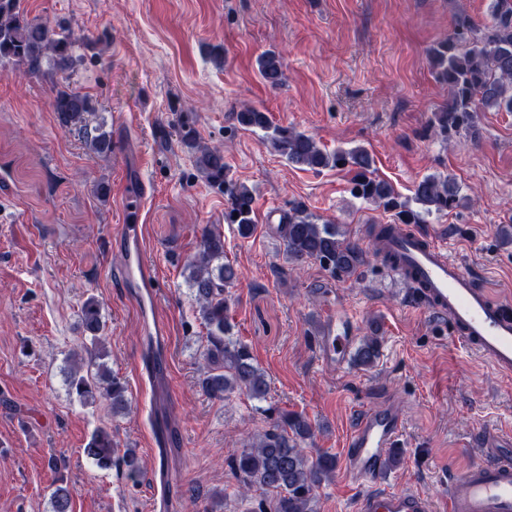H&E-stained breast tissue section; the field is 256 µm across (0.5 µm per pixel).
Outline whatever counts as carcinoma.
<instances>
[{
  "label": "carcinoma",
  "instance_id": "obj_1",
  "mask_svg": "<svg viewBox=\"0 0 512 512\" xmlns=\"http://www.w3.org/2000/svg\"><path fill=\"white\" fill-rule=\"evenodd\" d=\"M429 59L436 80L448 87V101L434 113V125L440 134L473 135L478 130L480 113L512 112V0H491L489 20L484 25L457 19L451 34L430 48ZM4 60L30 76L50 73L67 77L74 72L79 57L74 53L73 40L29 16L22 0H0V62ZM257 66L267 85L277 88L284 84L286 76L278 54H262ZM94 111L88 94L68 86L56 89L53 112L60 127L82 133L93 151L107 153L112 150L111 135L99 126H90ZM237 120L246 129L265 131L272 149L292 164L311 170L348 164L356 167L352 194L394 213L395 223L378 225L380 236L392 234L399 224H424L426 217L446 213L460 202L455 182L447 175L423 177L414 184L411 199H404L389 182L371 175L372 157L364 148L328 152L305 133L271 124L266 113L256 107L238 112ZM183 127V143L196 154L198 169L209 184L224 191L227 220L237 225L240 237H251L256 228L252 188L230 177L220 149L202 143L189 122H184ZM413 202L419 209L411 207ZM279 234L290 262L318 261L339 278L351 277L364 264L363 253L339 238L335 225L319 222L302 205L294 206L284 217ZM184 272L207 328V365L198 381L201 390L222 399L238 391L252 399H265L269 391L265 372L255 363L249 346L229 336L225 288L236 280L237 270L224 261L223 235L204 233L198 252L187 261ZM80 320L93 350L86 373H70V392L83 403L102 397L110 402L113 414L123 413L128 407L126 388L102 362L107 353L100 347L105 339V323L98 299L90 296L83 302ZM379 347L377 328L371 325L358 348L356 361L372 364ZM311 434V424L303 414L284 412L251 447L224 459L242 495L254 490L271 495L270 501H259L258 512H265L268 506L272 512H316L318 489L335 473L336 457L322 454L310 458L303 444ZM84 454L101 469L121 470L133 483L142 476L135 449L118 452L112 431L106 428L92 433ZM53 508L54 512H71L68 487L55 488Z\"/></svg>",
  "mask_w": 512,
  "mask_h": 512
}]
</instances>
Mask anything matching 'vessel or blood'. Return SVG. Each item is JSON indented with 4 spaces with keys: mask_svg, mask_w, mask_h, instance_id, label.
<instances>
[{
    "mask_svg": "<svg viewBox=\"0 0 512 512\" xmlns=\"http://www.w3.org/2000/svg\"><path fill=\"white\" fill-rule=\"evenodd\" d=\"M119 197L122 234L114 241L120 255L114 276L155 309L159 273L144 245L139 181L122 179ZM376 255L384 259L388 271L416 284L414 303L447 323L451 339L466 345L502 376H512V302L493 299L447 247L419 232L385 240ZM353 339L351 318L330 319L321 338L324 359L343 365ZM403 431V414L390 403L364 413L351 430L345 469L363 486L354 512H512V442L491 430L480 437L484 461L449 477L440 499L413 490L381 489L385 462Z\"/></svg>",
    "mask_w": 512,
    "mask_h": 512,
    "instance_id": "obj_1",
    "label": "vessel or blood"
}]
</instances>
